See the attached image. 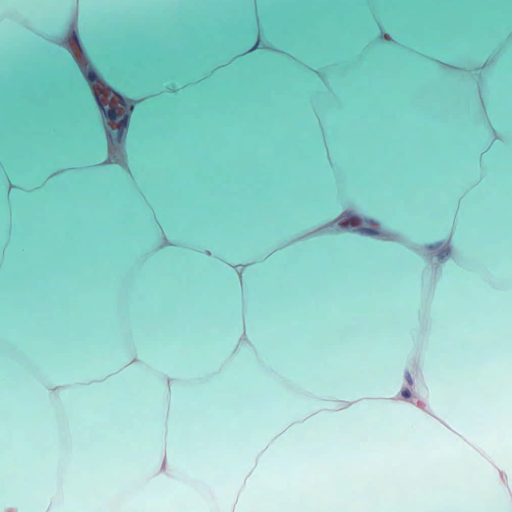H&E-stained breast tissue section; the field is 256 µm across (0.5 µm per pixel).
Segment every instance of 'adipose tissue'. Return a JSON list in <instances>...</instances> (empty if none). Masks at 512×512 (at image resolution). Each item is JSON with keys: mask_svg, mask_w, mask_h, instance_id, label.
<instances>
[{"mask_svg": "<svg viewBox=\"0 0 512 512\" xmlns=\"http://www.w3.org/2000/svg\"><path fill=\"white\" fill-rule=\"evenodd\" d=\"M0 49V512H512V0H0ZM272 127L186 194L179 131Z\"/></svg>", "mask_w": 512, "mask_h": 512, "instance_id": "adipose-tissue-1", "label": "adipose tissue"}]
</instances>
